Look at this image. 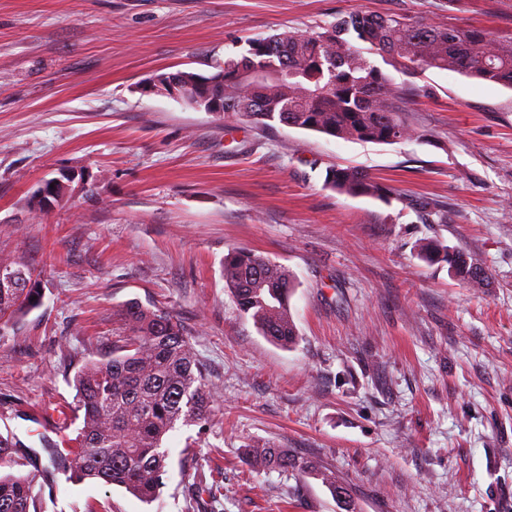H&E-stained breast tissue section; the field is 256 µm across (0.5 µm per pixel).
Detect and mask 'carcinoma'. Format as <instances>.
<instances>
[{
	"label": "carcinoma",
	"instance_id": "1",
	"mask_svg": "<svg viewBox=\"0 0 512 512\" xmlns=\"http://www.w3.org/2000/svg\"><path fill=\"white\" fill-rule=\"evenodd\" d=\"M367 45L361 49L358 44ZM378 54L394 70L415 75L446 70L512 88V39L491 40L479 28L434 26L398 14L353 11L314 33L288 32L250 41L246 53L229 58L209 76L176 71L152 78L157 95L176 88L186 105L245 118L264 128L276 124L330 137L392 143L415 136L400 116L405 88L371 64ZM266 71L251 80L249 71ZM325 184L347 196H378L379 183L367 172L333 168ZM418 256L448 262L454 274L478 288L485 270L461 253L433 242L418 245ZM224 284L240 311L262 336L282 347L299 338L290 312L295 282L288 270L251 251L224 257ZM39 282L28 267L0 265V335L7 321L36 304ZM112 332V352L88 361L75 377V407L82 427L69 439L73 452L51 456L50 465L69 482L92 481L125 489L151 504L160 498L168 472L163 442L180 423H208L218 404L181 324L155 303H126ZM262 468L306 472L311 462L265 442L254 452ZM30 455L14 437L0 436V512H44L42 488L24 470ZM195 496L217 500L224 485L194 486Z\"/></svg>",
	"mask_w": 512,
	"mask_h": 512
}]
</instances>
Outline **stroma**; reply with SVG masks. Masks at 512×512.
I'll use <instances>...</instances> for the list:
<instances>
[{"label": "stroma", "mask_w": 512, "mask_h": 512, "mask_svg": "<svg viewBox=\"0 0 512 512\" xmlns=\"http://www.w3.org/2000/svg\"><path fill=\"white\" fill-rule=\"evenodd\" d=\"M392 12L512 37V0H0V264H23L41 298L0 338V435L39 447L74 436L73 380L112 349L128 301L183 326L220 410L165 441L160 500L125 489L42 485L47 512H189L187 491L224 476L206 512H512V90L430 69L395 143L263 129L143 92L157 71L208 75L246 40L313 32L337 15ZM354 166L390 199L326 188ZM76 178L46 212L30 198ZM416 200L448 207L433 224ZM486 268L474 288L419 243ZM280 263L301 336H262L224 287V257ZM69 412L65 431L51 416ZM274 442L321 476L256 472Z\"/></svg>", "instance_id": "35a3bbf8"}]
</instances>
